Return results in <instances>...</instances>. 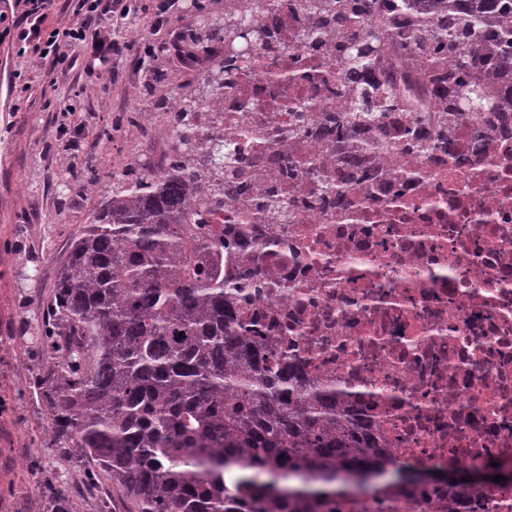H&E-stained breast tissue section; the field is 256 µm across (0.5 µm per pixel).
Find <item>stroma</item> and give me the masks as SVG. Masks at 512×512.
Wrapping results in <instances>:
<instances>
[{"label": "stroma", "mask_w": 512, "mask_h": 512, "mask_svg": "<svg viewBox=\"0 0 512 512\" xmlns=\"http://www.w3.org/2000/svg\"><path fill=\"white\" fill-rule=\"evenodd\" d=\"M157 3L132 0L149 43H170L174 33L194 27L181 0L162 22ZM139 54L132 49L112 72L96 79L77 69L53 85L44 71L17 55L12 39L0 42V512H38L49 484L72 491L71 512H99L104 493L116 512H126L122 492L104 473L50 447V425L34 395L39 360L29 338L69 239L98 205L89 190L70 194L67 207L59 205L54 149L60 139V102L95 81L96 91L83 105L94 160H72L74 183L93 175L109 180L112 172L138 165L144 156L165 158L161 128L130 121L138 113L135 93L144 84L136 65ZM17 71L25 73L26 87L13 85Z\"/></svg>", "instance_id": "1"}]
</instances>
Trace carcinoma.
I'll use <instances>...</instances> for the list:
<instances>
[{
    "label": "carcinoma",
    "instance_id": "1",
    "mask_svg": "<svg viewBox=\"0 0 512 512\" xmlns=\"http://www.w3.org/2000/svg\"><path fill=\"white\" fill-rule=\"evenodd\" d=\"M496 0L466 10L430 12L403 32L407 48L426 37L443 55L490 42L486 14ZM368 0H306L321 41L332 34L338 59L357 70L376 46L351 27ZM255 20L224 9L186 38L210 65L189 88L148 101L171 115L169 164L162 171L119 173L90 186L101 202L68 245L36 340L45 359L38 394L51 424L50 445L105 472L137 512H386L399 494L428 489L414 468L386 469L371 424L333 384L306 378V359L277 349L258 317L239 303L260 283L258 269L224 278V251L241 231L206 223L211 208L236 198L237 185L216 177L241 148L214 135L201 139L198 113L235 84L238 56L227 49L240 24ZM157 51L138 59L145 88L161 80ZM461 64L446 76L448 104L437 139L408 134L412 155L448 138L458 104L481 91ZM361 111L329 118L336 141L379 128L396 110L387 84L364 92Z\"/></svg>",
    "mask_w": 512,
    "mask_h": 512
}]
</instances>
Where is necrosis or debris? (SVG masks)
<instances>
[{
  "mask_svg": "<svg viewBox=\"0 0 512 512\" xmlns=\"http://www.w3.org/2000/svg\"><path fill=\"white\" fill-rule=\"evenodd\" d=\"M302 3L240 0L300 53L310 27ZM376 65L398 102L381 131L394 149L373 179L347 185L322 209L302 200L338 161L321 122L344 111L342 99L291 84L290 111H265L278 63L261 47L239 87L201 114L203 136L251 142L250 165H225V179L256 192L274 184L282 162L299 170L281 188L287 205L277 216L255 213L249 196L212 210L210 223L233 220L245 231L243 246L224 256V274L261 257L267 286L244 315L271 324L274 344L299 347L312 375L355 394L396 463L512 466V137L482 134L488 112H512V87L480 63L474 73L489 107L457 137L410 157L396 145L412 114L433 133L439 88L400 38L384 39ZM448 512H512V480L449 491Z\"/></svg>",
  "mask_w": 512,
  "mask_h": 512,
  "instance_id": "4bbe7bcc",
  "label": "necrosis or debris"
}]
</instances>
